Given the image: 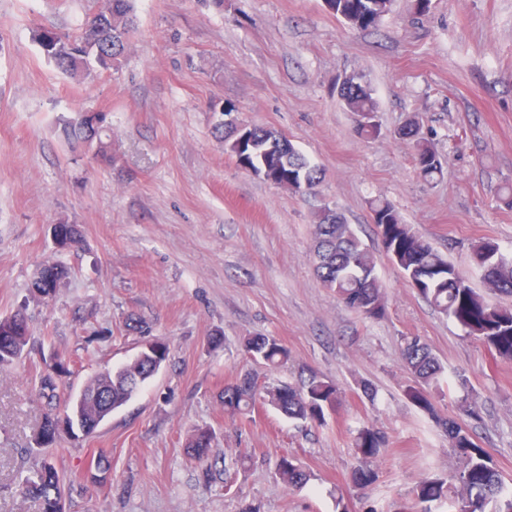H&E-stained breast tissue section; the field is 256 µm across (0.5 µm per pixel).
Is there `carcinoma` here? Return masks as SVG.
<instances>
[{
	"label": "carcinoma",
	"mask_w": 512,
	"mask_h": 512,
	"mask_svg": "<svg viewBox=\"0 0 512 512\" xmlns=\"http://www.w3.org/2000/svg\"><path fill=\"white\" fill-rule=\"evenodd\" d=\"M330 12L353 30L365 31L376 27L390 10L391 0H328ZM134 28L131 0H108L107 6L86 18L77 32L62 33L42 26L35 41L56 68L70 76L90 77L96 70H109L121 63L128 37ZM336 93L353 117L356 131L372 137L379 124H365L368 114L378 108L370 86L358 75H347L336 83ZM106 114L80 113L67 135L96 145L97 153L106 154L102 140ZM402 138L413 141L414 162L420 177L431 182L442 174V162L435 150L418 137L416 123L410 122L398 130ZM224 151L236 159L241 168H269L274 182L305 178L314 187L322 178L321 169L295 149L290 140L265 126L253 127L252 145L241 146L236 128L224 126ZM370 210L375 231L384 251L392 257L404 274L408 285L432 303L440 312L456 321L468 334L478 337L497 357L512 360V309L489 306L466 283L455 266L429 243L402 223L394 207L376 199ZM57 236L65 247L81 242L76 224L59 225ZM472 261L497 291L512 296V257L501 252L497 242L482 238L472 245ZM316 265L321 283L335 292L348 308L368 320L385 315V296L375 273L376 264L370 251L333 210L326 208L316 217ZM68 276V269L57 263L39 268L30 282V292L43 299L54 295ZM126 331L139 336L150 335L149 323L136 313L127 316ZM31 334L21 313L0 316V371L11 367L27 354ZM244 351L256 362L277 368L289 359L288 349L275 337L250 336ZM169 347L164 342L154 344L152 352H143L123 365L105 369L91 377L75 395H60L57 377L66 372L59 356L45 362L37 384V395L46 409L35 435L40 448H53L62 430L76 429L85 435L95 433L101 422L112 412L126 405L166 362ZM402 357L414 378L405 389V397L426 413L448 437L458 458L456 472L446 478H421L415 482L414 494L421 512H512V486L507 484L493 466L487 449L478 445L458 419L439 413L433 390L440 386L445 367L430 345L418 336L403 338ZM224 413L246 416L257 407L269 406L285 418L301 423L326 421V415L338 411L341 405L336 384L311 373L296 384L261 387L255 375L246 370L224 384L220 395ZM185 447L193 459L201 463L209 459L212 434L199 429L186 439ZM386 447L384 435L364 427L355 439L358 464L350 474L351 482L362 491L369 490L378 479L374 462ZM281 484L291 490L303 487L308 474L292 457L283 456L277 463ZM17 491L39 502L40 512H65L66 488L57 468L44 459L24 479Z\"/></svg>",
	"instance_id": "obj_1"
}]
</instances>
